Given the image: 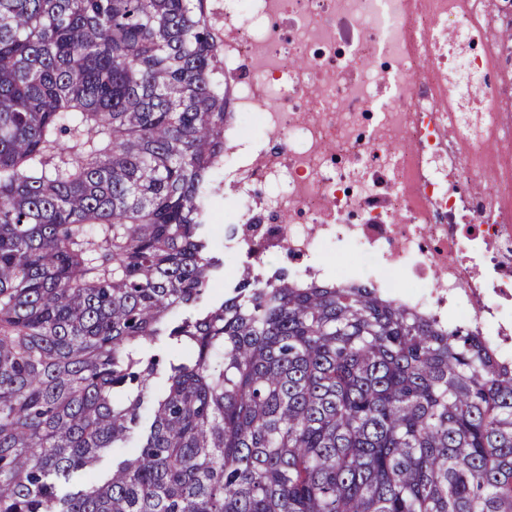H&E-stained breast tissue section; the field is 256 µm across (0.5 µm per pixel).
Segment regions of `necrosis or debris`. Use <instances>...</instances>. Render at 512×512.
<instances>
[{
  "instance_id": "necrosis-or-debris-1",
  "label": "necrosis or debris",
  "mask_w": 512,
  "mask_h": 512,
  "mask_svg": "<svg viewBox=\"0 0 512 512\" xmlns=\"http://www.w3.org/2000/svg\"><path fill=\"white\" fill-rule=\"evenodd\" d=\"M230 89L224 256L356 281L512 362V0H211ZM413 281L399 292L395 276ZM322 260L327 261L333 268L334 278H336V270L344 272L357 271L360 267L368 264V259L365 256L358 255L349 249H336V247L325 250Z\"/></svg>"
}]
</instances>
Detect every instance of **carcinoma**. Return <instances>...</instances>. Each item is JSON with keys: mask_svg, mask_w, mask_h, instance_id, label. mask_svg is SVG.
Here are the masks:
<instances>
[{"mask_svg": "<svg viewBox=\"0 0 512 512\" xmlns=\"http://www.w3.org/2000/svg\"><path fill=\"white\" fill-rule=\"evenodd\" d=\"M208 11L0 0V512H512L473 330L253 262L174 316L224 274Z\"/></svg>", "mask_w": 512, "mask_h": 512, "instance_id": "obj_1", "label": "carcinoma"}]
</instances>
